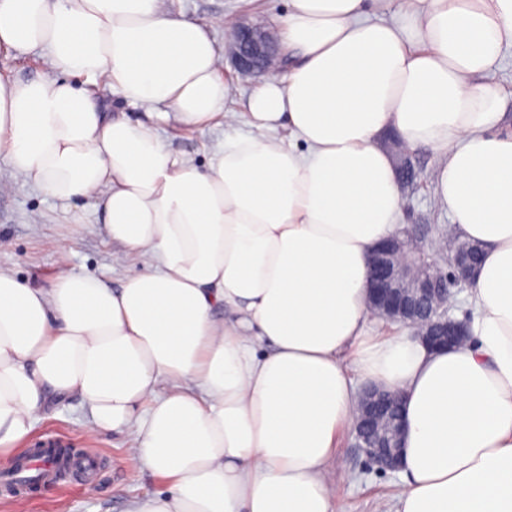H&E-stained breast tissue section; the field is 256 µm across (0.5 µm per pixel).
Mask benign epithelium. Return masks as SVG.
Masks as SVG:
<instances>
[{
    "mask_svg": "<svg viewBox=\"0 0 512 512\" xmlns=\"http://www.w3.org/2000/svg\"><path fill=\"white\" fill-rule=\"evenodd\" d=\"M229 56L243 75L269 73L283 63L279 40L262 22L241 21L233 29ZM398 148L401 182L414 174L409 152ZM427 224H409L387 240L371 258L370 303L386 322L411 327L422 343L444 349L465 340L466 322L448 311L451 288H468L475 266L473 248L459 246L448 253L436 246ZM402 394L371 387L363 389L351 432L356 447L382 469L399 466L405 434L400 416Z\"/></svg>",
    "mask_w": 512,
    "mask_h": 512,
    "instance_id": "obj_1",
    "label": "benign epithelium"
}]
</instances>
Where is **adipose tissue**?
<instances>
[{"instance_id":"adipose-tissue-1","label":"adipose tissue","mask_w":512,"mask_h":512,"mask_svg":"<svg viewBox=\"0 0 512 512\" xmlns=\"http://www.w3.org/2000/svg\"><path fill=\"white\" fill-rule=\"evenodd\" d=\"M277 24L288 73L237 113L211 25L164 0H0V50L43 62L0 76V162L62 210L95 201L147 264L116 289L0 272V458L75 398L167 480L133 512H334L366 383L404 394L396 512H512V93L488 79L512 0H288ZM219 115L248 131L207 167L165 145ZM390 133L437 153L434 195L483 249L455 348L370 327L371 256L404 227ZM97 97L112 113H124L132 120L143 119L144 113L141 110L128 106L119 95L109 91L108 89L97 86L94 88Z\"/></svg>"}]
</instances>
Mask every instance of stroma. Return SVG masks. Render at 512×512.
Listing matches in <instances>:
<instances>
[{
    "mask_svg": "<svg viewBox=\"0 0 512 512\" xmlns=\"http://www.w3.org/2000/svg\"><path fill=\"white\" fill-rule=\"evenodd\" d=\"M171 6L198 19L229 16L271 22L286 12L288 0H172ZM243 130L240 124L203 129L172 124L163 137L170 149L191 155L204 166L212 145L223 134ZM412 156L416 179L403 189L405 223L450 229L447 211L430 190L434 154L419 149ZM77 208L85 213V223H64L54 200L13 179L0 164V270L32 286L48 287L57 274L58 251L63 248L72 273L94 275L115 286L137 273V266L124 259L121 246L105 236L92 203L81 201ZM36 214L41 217L37 224L31 221ZM83 420L78 401L56 403L37 424L27 445L32 448L55 440L61 446L88 451L98 460V469L84 480L63 479L17 495L0 485V512H13L19 499L26 502L27 512H129L135 501L164 489L165 479L126 456L128 434L113 431L88 436L83 432ZM329 478L336 486L335 512H392L401 489L397 474L372 464L354 447L347 432L339 438Z\"/></svg>",
    "mask_w": 512,
    "mask_h": 512,
    "instance_id": "stroma-1",
    "label": "stroma"
}]
</instances>
